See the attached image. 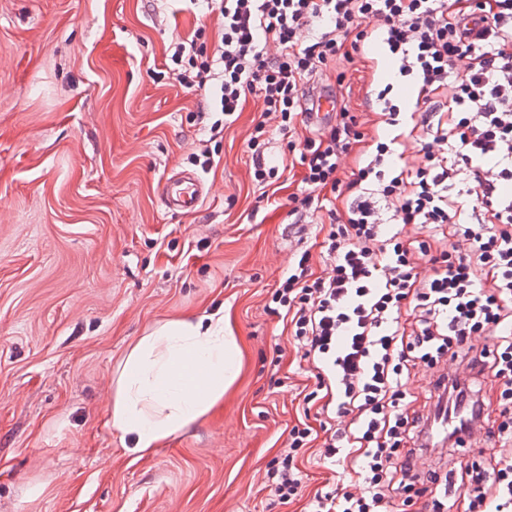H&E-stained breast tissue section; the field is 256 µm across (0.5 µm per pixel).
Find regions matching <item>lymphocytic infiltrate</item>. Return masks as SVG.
Wrapping results in <instances>:
<instances>
[{"label": "lymphocytic infiltrate", "mask_w": 512, "mask_h": 512, "mask_svg": "<svg viewBox=\"0 0 512 512\" xmlns=\"http://www.w3.org/2000/svg\"><path fill=\"white\" fill-rule=\"evenodd\" d=\"M203 5L196 29L177 35L175 79L208 94L223 136L248 98L261 102L247 147L253 177L269 187L272 129L295 133L310 112L311 79L364 53L378 28L397 73L418 84L427 143L421 162L402 166L397 137L376 141L349 183L341 162L359 143L358 119L340 106L319 134L304 135L302 185L289 194L292 215L327 213L322 273L309 251L295 255L266 309L284 313L298 352L325 391L321 455L336 474L329 492L306 495L299 457L311 427L293 428L264 480L280 503L304 495L308 512H388L399 493L432 489L425 512H446L464 497L467 512H512V0H475L449 13L448 0H189ZM215 15L211 52L197 41ZM450 93L452 113L438 96ZM346 185L344 214L324 208ZM472 187L476 213L453 196ZM412 224L430 234L406 236ZM426 276H419L422 262ZM432 372L426 401L413 386L419 366ZM501 420L485 427L488 389ZM455 426L449 448L496 451L440 478L429 460L441 414Z\"/></svg>", "instance_id": "f902f5d3"}]
</instances>
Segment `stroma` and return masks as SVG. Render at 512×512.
<instances>
[{
    "label": "stroma",
    "mask_w": 512,
    "mask_h": 512,
    "mask_svg": "<svg viewBox=\"0 0 512 512\" xmlns=\"http://www.w3.org/2000/svg\"><path fill=\"white\" fill-rule=\"evenodd\" d=\"M192 21L179 0H0V512H305L263 475L316 372L265 303L320 227L296 233L252 182L255 101L213 140L203 93L174 84L171 38ZM370 44L315 78L368 134L392 79ZM177 172L208 187L195 213L165 203ZM220 310L239 378L159 448L130 451L108 419L129 349L157 322Z\"/></svg>",
    "instance_id": "35a3bbf8"
}]
</instances>
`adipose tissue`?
Here are the masks:
<instances>
[{
	"mask_svg": "<svg viewBox=\"0 0 512 512\" xmlns=\"http://www.w3.org/2000/svg\"><path fill=\"white\" fill-rule=\"evenodd\" d=\"M241 371L236 336L223 312L163 322L128 352L109 422L145 453L207 414Z\"/></svg>",
	"mask_w": 512,
	"mask_h": 512,
	"instance_id": "ef3b65f1",
	"label": "adipose tissue"
}]
</instances>
